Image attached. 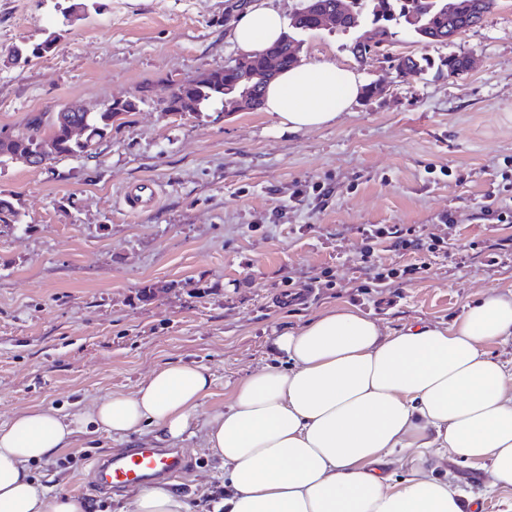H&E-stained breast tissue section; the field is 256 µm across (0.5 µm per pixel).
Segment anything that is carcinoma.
<instances>
[{"instance_id":"obj_1","label":"carcinoma","mask_w":512,"mask_h":512,"mask_svg":"<svg viewBox=\"0 0 512 512\" xmlns=\"http://www.w3.org/2000/svg\"><path fill=\"white\" fill-rule=\"evenodd\" d=\"M495 0H468V11H448V0H300L293 13L288 32L273 45L270 51L278 53L281 66L289 69L301 62L300 36L316 30L318 15L336 14L335 28L341 32L355 28L360 34L370 35V40L354 41L353 50L367 54L372 48L387 45L393 36L392 27L403 25L420 40L427 43L445 42L480 23L491 12ZM56 11L66 25L90 12L98 11V0H56ZM265 54L251 56L253 66L245 71L236 60H230L222 69L214 71L209 80H192L176 84L165 100V106L174 107L183 97L195 102L196 109L219 103L226 112H237L242 106L241 92L261 98L266 87V72L262 67ZM430 62H421L411 56L398 60L397 68L406 77L420 73ZM113 112H68L65 117L73 123H83L88 128V139L79 144L66 137L63 123L57 115L40 112L30 116L23 130L0 129V163L12 160L16 151L32 155L42 154L47 141L55 143L56 156L90 157L95 146L112 133ZM20 213L13 202L0 196V224H15Z\"/></svg>"}]
</instances>
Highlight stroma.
Wrapping results in <instances>:
<instances>
[{"label": "stroma", "instance_id": "35a3bbf8", "mask_svg": "<svg viewBox=\"0 0 512 512\" xmlns=\"http://www.w3.org/2000/svg\"><path fill=\"white\" fill-rule=\"evenodd\" d=\"M99 2L64 26L55 0H0V128L72 104L139 101L95 157L0 164V196L20 212L18 223L0 224V423L29 407L74 416L103 395L133 392L169 361L209 368L206 412L272 363L276 330L322 311L357 308L388 334L449 325L475 301L512 290V257L495 248L512 238V223L492 232L476 217L492 193L512 211L501 178L512 159V0L445 43L397 27L384 57H357L353 35L330 26L304 35L302 61L351 68L384 90L299 132L260 108L165 110L176 83L239 57L228 32L246 0ZM57 28L53 52L11 61L15 46ZM396 55L430 66L400 78ZM451 55L467 59L465 72L449 74ZM145 181L160 191L156 204L130 209L125 192ZM317 182L329 184L327 196L312 194ZM448 212L451 229L440 222ZM368 224L448 234L452 245L401 288L368 294ZM308 284L314 299L287 301ZM155 442L149 427L116 438L89 425L31 471L49 494L122 512L130 490L95 492L93 463ZM180 446L191 464L168 483L193 512H208L224 496V471L200 436ZM419 463L488 512H512V488L485 493V470L455 455L396 457L387 470L400 477Z\"/></svg>", "mask_w": 512, "mask_h": 512}]
</instances>
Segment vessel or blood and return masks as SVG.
Here are the masks:
<instances>
[{"mask_svg":"<svg viewBox=\"0 0 512 512\" xmlns=\"http://www.w3.org/2000/svg\"><path fill=\"white\" fill-rule=\"evenodd\" d=\"M184 452L168 448H132L117 456H105L93 464L94 484L100 491H120L184 469Z\"/></svg>","mask_w":512,"mask_h":512,"instance_id":"obj_1","label":"vessel or blood"}]
</instances>
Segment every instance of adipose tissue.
<instances>
[{
  "instance_id": "1",
  "label": "adipose tissue",
  "mask_w": 512,
  "mask_h": 512,
  "mask_svg": "<svg viewBox=\"0 0 512 512\" xmlns=\"http://www.w3.org/2000/svg\"><path fill=\"white\" fill-rule=\"evenodd\" d=\"M288 30L269 0H252L229 33L245 54ZM364 84L331 63L303 64L266 87L263 109L291 132L330 124ZM512 340V291L488 296L446 328L384 333L358 310L324 311L285 329L273 346L288 366H265L235 385L229 404L198 408L213 384L206 367L170 363L130 394L95 399L75 419L30 407L0 424V512H85L68 494L47 497L32 462L68 447L79 426L122 438L153 427L178 440L201 432L224 467L212 512H464L458 492L424 465L395 478L388 458L449 451L488 470L487 492L512 487V365L490 344ZM126 512H191L166 485L137 487Z\"/></svg>"
}]
</instances>
